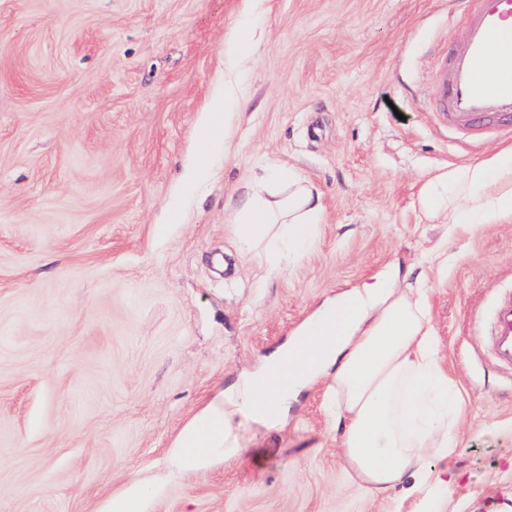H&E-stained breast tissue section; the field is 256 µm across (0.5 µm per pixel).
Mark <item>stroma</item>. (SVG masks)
<instances>
[{
    "mask_svg": "<svg viewBox=\"0 0 512 512\" xmlns=\"http://www.w3.org/2000/svg\"><path fill=\"white\" fill-rule=\"evenodd\" d=\"M454 0H0V512H386L350 481L327 384L241 455L176 472L177 436L336 293L426 274L464 404L446 512H512V368L488 346L512 220L429 221L430 178L505 148L435 110ZM247 30L251 52L227 60ZM234 96L224 144L199 145ZM206 176L191 194L189 165ZM268 166L325 206L311 253L265 277L228 203Z\"/></svg>",
    "mask_w": 512,
    "mask_h": 512,
    "instance_id": "stroma-1",
    "label": "stroma"
}]
</instances>
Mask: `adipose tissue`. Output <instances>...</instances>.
Instances as JSON below:
<instances>
[{
	"label": "adipose tissue",
	"instance_id": "1",
	"mask_svg": "<svg viewBox=\"0 0 512 512\" xmlns=\"http://www.w3.org/2000/svg\"><path fill=\"white\" fill-rule=\"evenodd\" d=\"M422 209L467 230L512 219V151L428 180ZM320 193L297 171L267 169L229 209L237 241L268 272L317 240ZM328 381L331 414L351 478L387 512H446V461L463 411L430 324L428 290L377 277L337 295L253 373L219 391L181 429L175 470L241 453L240 418L276 426L315 380Z\"/></svg>",
	"mask_w": 512,
	"mask_h": 512
}]
</instances>
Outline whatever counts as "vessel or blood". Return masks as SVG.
Wrapping results in <instances>:
<instances>
[{
    "label": "vessel or blood",
    "instance_id": "1",
    "mask_svg": "<svg viewBox=\"0 0 512 512\" xmlns=\"http://www.w3.org/2000/svg\"><path fill=\"white\" fill-rule=\"evenodd\" d=\"M461 8L465 35L436 79L437 110L459 127L512 116V54L493 51L512 40V0H461ZM494 334L512 335V294L499 303Z\"/></svg>",
    "mask_w": 512,
    "mask_h": 512
}]
</instances>
